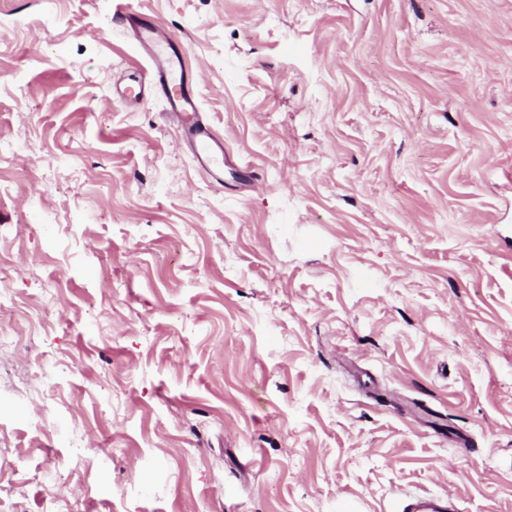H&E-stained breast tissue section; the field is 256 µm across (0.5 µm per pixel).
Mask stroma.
<instances>
[{
	"mask_svg": "<svg viewBox=\"0 0 512 512\" xmlns=\"http://www.w3.org/2000/svg\"><path fill=\"white\" fill-rule=\"evenodd\" d=\"M1 334L0 512H512V0H0ZM113 18L128 24L146 57L148 67L134 93L135 98L153 92L164 99L170 115L176 117L177 128L195 160L214 171V179L222 183L221 163L224 166V146L214 137L210 125L201 114L198 95L187 81L182 54L171 38L154 25L137 21L127 11H117Z\"/></svg>",
	"mask_w": 512,
	"mask_h": 512,
	"instance_id": "stroma-1",
	"label": "stroma"
}]
</instances>
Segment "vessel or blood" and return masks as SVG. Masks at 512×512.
Masks as SVG:
<instances>
[{"mask_svg": "<svg viewBox=\"0 0 512 512\" xmlns=\"http://www.w3.org/2000/svg\"><path fill=\"white\" fill-rule=\"evenodd\" d=\"M114 19L130 26L148 62L138 94L153 92L162 96L170 115L176 117L178 131L195 160L212 171H220L224 146L215 139L201 114L198 95L187 81L181 52L165 32L150 23L134 20L129 12H117Z\"/></svg>", "mask_w": 512, "mask_h": 512, "instance_id": "1", "label": "vessel or blood"}]
</instances>
